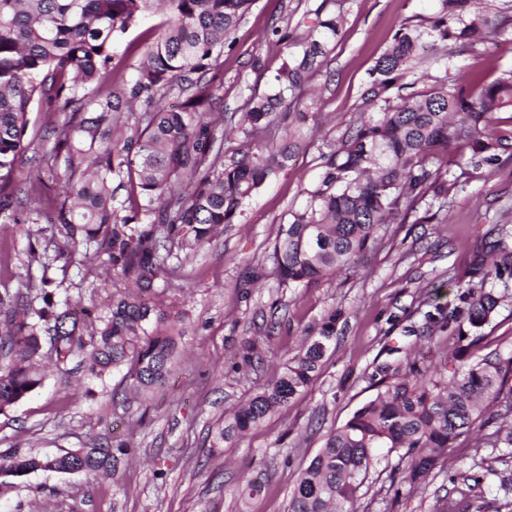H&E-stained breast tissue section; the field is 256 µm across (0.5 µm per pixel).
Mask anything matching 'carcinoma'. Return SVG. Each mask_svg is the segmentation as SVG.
<instances>
[{"instance_id": "1", "label": "carcinoma", "mask_w": 512, "mask_h": 512, "mask_svg": "<svg viewBox=\"0 0 512 512\" xmlns=\"http://www.w3.org/2000/svg\"><path fill=\"white\" fill-rule=\"evenodd\" d=\"M254 0H0V199L12 190L13 173L25 152L33 106L46 101L69 118L57 132L65 151V182L72 200L61 204L62 246L57 259L79 261L94 249L101 265L134 281L136 291L116 294L105 311L57 299L43 267L40 283L27 285L32 300L0 296L7 333L0 336V415L6 416L44 383V348L57 368L82 357L84 372L105 382L118 371L139 393L162 386L178 355L183 321L150 301L165 292L173 272L168 260L209 242L241 213L243 203L272 175L287 167L301 146V133L315 118L313 105L299 112L305 84L329 45L341 34L338 17L314 10L302 49L272 77L267 92L249 91L243 123L224 125V113H207L216 98V68L230 36ZM474 0H438L428 28L407 22L377 59L361 100L369 115L348 128L321 155L322 176L306 203L280 225L271 259L279 280L315 283L357 267L375 242L379 226L405 223L416 205L448 187L432 169L435 153L452 142L469 149L467 165L483 169L512 156V137L490 130L497 112H512V70L475 97L436 81L416 88L408 76L426 62L449 60L453 45L481 38L482 22L471 15ZM166 21L152 35L146 57L130 81L105 94L93 93L111 69L115 44L154 6ZM183 97L171 110L172 94ZM211 115L205 119V115ZM286 122L281 143L255 138L276 119ZM123 190L126 196L118 197ZM505 226L490 229L477 247L467 287L448 303H435L425 320L438 333L469 346L499 305L489 280L512 279V251ZM336 331L331 314L317 338L282 367L217 428L214 445L259 426L305 391L320 372ZM330 431L298 477L288 512H355L354 502L381 449L410 458L394 478L418 487L461 435L493 427V448L512 451V356L461 355L450 375L410 368ZM133 452L120 441L106 452L76 448L53 456L0 452V484L37 471L115 475Z\"/></svg>"}]
</instances>
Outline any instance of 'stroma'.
Instances as JSON below:
<instances>
[{
  "label": "stroma",
  "mask_w": 512,
  "mask_h": 512,
  "mask_svg": "<svg viewBox=\"0 0 512 512\" xmlns=\"http://www.w3.org/2000/svg\"><path fill=\"white\" fill-rule=\"evenodd\" d=\"M436 0H254L224 56L217 95L225 111L240 109L245 87L265 92L286 57L283 44L265 40L271 26L307 35L317 7L340 15L342 32L306 100L317 103L316 123L306 130L308 146L287 168L270 177L248 199L234 223L189 257L176 260L165 308L181 312L185 329L181 357L160 389L130 397L122 374L106 383L84 379L81 369L48 368L42 389L0 416V451L18 448L57 455L109 439L130 442L135 453L117 476L39 471L0 491V512H287L298 472L322 447L326 435L410 365L442 368L458 350L456 340L424 333V314L433 297L453 298L467 287L473 249L492 225L512 227V157L494 169L467 167L464 143L439 152L448 197L436 219L380 228L356 272H343L309 286L278 281L270 259L281 224L305 203L318 184L321 154L329 152L360 118V92L376 60L402 22L427 23ZM489 36L470 47L455 46L447 66L423 64L415 71L421 89L448 76L479 94L484 84L512 70V0H480ZM148 13L124 35L114 66L132 78L146 44L143 36L162 23ZM261 69H253V59ZM27 149L14 172L12 208L21 224H0V295L24 283L53 278L59 298L103 309L126 283L91 258L55 264L59 227L48 215L57 207L59 185L48 197L29 194L37 172L47 169L54 127L65 113L45 104L29 114ZM51 262L42 270V262ZM500 298L493 321L475 347L477 355H512V281L493 282ZM336 333L316 379L286 409L222 447L214 433L235 406L272 380L281 366L316 334L329 315ZM257 343L259 360L242 365L244 341ZM486 430L461 436L444 462L418 489L392 485L406 466L399 455H378L355 504L356 512H432L437 498L450 496L455 512H512V461L500 458ZM481 477L471 486V477ZM247 477L262 488L241 497Z\"/></svg>",
  "instance_id": "35a3bbf8"
}]
</instances>
